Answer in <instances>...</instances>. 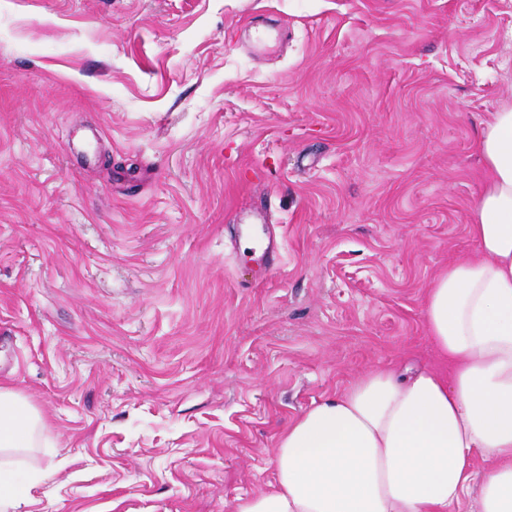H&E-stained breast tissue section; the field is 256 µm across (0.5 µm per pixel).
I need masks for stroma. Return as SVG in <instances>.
Wrapping results in <instances>:
<instances>
[{
    "label": "stroma",
    "instance_id": "1",
    "mask_svg": "<svg viewBox=\"0 0 512 512\" xmlns=\"http://www.w3.org/2000/svg\"><path fill=\"white\" fill-rule=\"evenodd\" d=\"M512 0H0V384L18 512H235L278 435L429 365ZM39 412L17 390L0 385V511L16 512L15 466L20 458L42 446Z\"/></svg>",
    "mask_w": 512,
    "mask_h": 512
}]
</instances>
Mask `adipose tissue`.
I'll use <instances>...</instances> for the list:
<instances>
[{
    "instance_id": "obj_1",
    "label": "adipose tissue",
    "mask_w": 512,
    "mask_h": 512,
    "mask_svg": "<svg viewBox=\"0 0 512 512\" xmlns=\"http://www.w3.org/2000/svg\"><path fill=\"white\" fill-rule=\"evenodd\" d=\"M487 179L473 253L426 291V367L373 369L289 424L267 489L235 512H512V108L482 123ZM39 412L0 385V512H17L15 466L42 445ZM487 467L476 470L475 459Z\"/></svg>"
}]
</instances>
